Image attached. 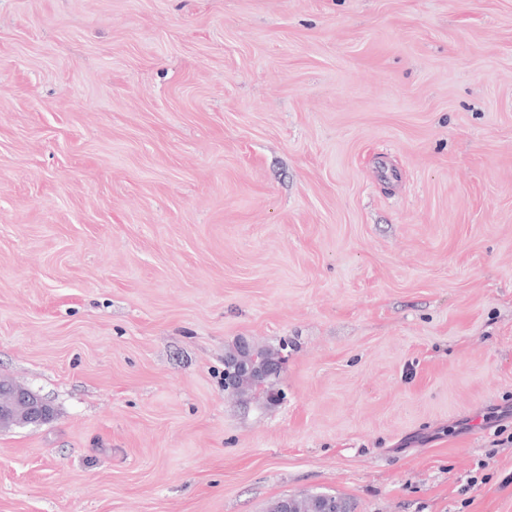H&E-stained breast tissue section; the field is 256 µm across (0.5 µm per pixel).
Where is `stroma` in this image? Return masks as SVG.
I'll list each match as a JSON object with an SVG mask.
<instances>
[{
	"label": "stroma",
	"instance_id": "obj_1",
	"mask_svg": "<svg viewBox=\"0 0 512 512\" xmlns=\"http://www.w3.org/2000/svg\"><path fill=\"white\" fill-rule=\"evenodd\" d=\"M1 377L0 512H512V0H0ZM249 343L246 340L240 342V350L233 359L235 371L240 375L249 378L256 386H261L270 377L276 376L279 372V363L269 362L263 364L256 359L249 357ZM224 370V389L234 392H244L252 388L248 379L234 373L233 368L226 362ZM9 400L0 404V427L11 425L18 420L24 424H42L52 417L51 406L38 394L25 387L1 386Z\"/></svg>",
	"mask_w": 512,
	"mask_h": 512
}]
</instances>
